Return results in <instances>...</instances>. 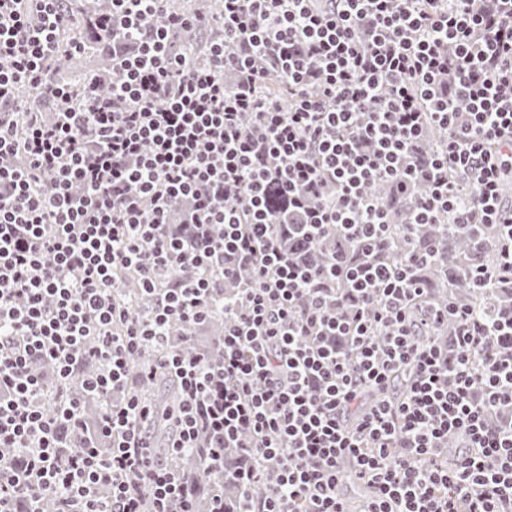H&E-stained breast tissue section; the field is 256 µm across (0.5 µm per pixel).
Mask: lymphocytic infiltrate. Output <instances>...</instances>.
<instances>
[{"instance_id":"f902f5d3","label":"lymphocytic infiltrate","mask_w":512,"mask_h":512,"mask_svg":"<svg viewBox=\"0 0 512 512\" xmlns=\"http://www.w3.org/2000/svg\"><path fill=\"white\" fill-rule=\"evenodd\" d=\"M104 2L111 74L62 84L44 66L64 0H0V512L49 497L55 512H197L187 451L214 480L210 512H352V483L359 512H512V419L487 421L512 408V323L425 306L424 326L454 330L419 341L420 257L375 255L393 217L373 191L405 196L411 224L497 225L478 285L512 277V0H219L201 53L172 50L199 24L173 0ZM36 90L48 112L29 107ZM179 196L200 238L189 263ZM332 229L363 262L307 266L280 240ZM127 270L145 312L120 301ZM216 315L214 357L172 348V325ZM153 347L166 357L132 371ZM161 371L180 392L163 457L142 391ZM73 382L100 400L109 454L74 441Z\"/></svg>"}]
</instances>
